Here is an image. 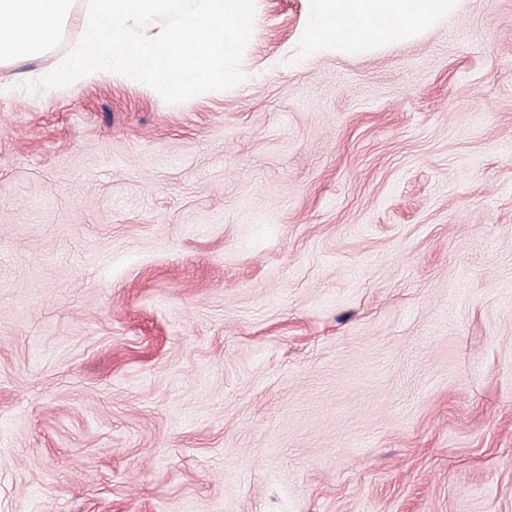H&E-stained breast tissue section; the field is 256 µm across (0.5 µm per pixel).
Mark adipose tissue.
<instances>
[{
  "label": "adipose tissue",
  "instance_id": "obj_1",
  "mask_svg": "<svg viewBox=\"0 0 512 512\" xmlns=\"http://www.w3.org/2000/svg\"><path fill=\"white\" fill-rule=\"evenodd\" d=\"M298 39L307 54L353 56L415 39L456 11L459 0H306ZM74 0H0V64L43 57L60 36Z\"/></svg>",
  "mask_w": 512,
  "mask_h": 512
}]
</instances>
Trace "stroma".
I'll return each mask as SVG.
<instances>
[{
	"label": "stroma",
	"instance_id": "35a3bbf8",
	"mask_svg": "<svg viewBox=\"0 0 512 512\" xmlns=\"http://www.w3.org/2000/svg\"><path fill=\"white\" fill-rule=\"evenodd\" d=\"M0 67V512H512V0L171 104Z\"/></svg>",
	"mask_w": 512,
	"mask_h": 512
}]
</instances>
